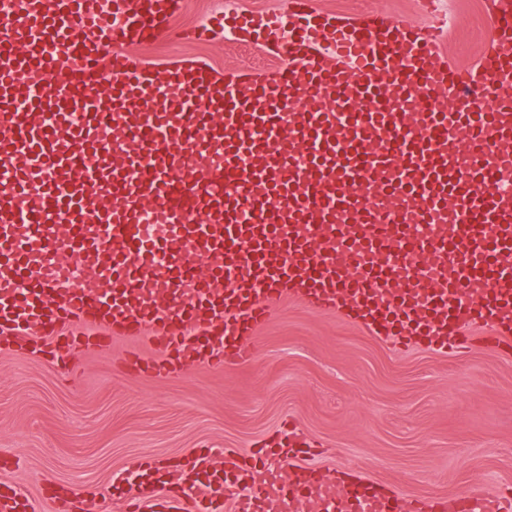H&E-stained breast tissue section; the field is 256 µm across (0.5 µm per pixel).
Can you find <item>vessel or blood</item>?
<instances>
[{"label":"vessel or blood","mask_w":512,"mask_h":512,"mask_svg":"<svg viewBox=\"0 0 512 512\" xmlns=\"http://www.w3.org/2000/svg\"><path fill=\"white\" fill-rule=\"evenodd\" d=\"M181 0H0V337L69 359L120 336L146 378L251 364L272 306L297 294L379 339L442 355L512 341V0H491L493 37L469 73L441 54L447 19L415 27L287 0L272 12H218L215 28L279 58L219 72L185 58L156 73L125 49L160 38ZM498 85L489 111L461 115L449 94ZM161 112L127 111L157 86ZM434 107L391 109L403 91ZM26 97L27 112L15 111ZM86 116L72 125V112ZM306 167H297V152ZM161 231L140 236L144 210ZM306 437L207 448L190 480L134 465L130 512H512V494L474 486L410 499L354 471L302 468ZM47 491L78 512L84 488Z\"/></svg>","instance_id":"b4317fda"}]
</instances>
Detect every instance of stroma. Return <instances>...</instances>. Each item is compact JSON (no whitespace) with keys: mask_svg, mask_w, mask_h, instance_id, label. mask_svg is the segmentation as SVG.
<instances>
[{"mask_svg":"<svg viewBox=\"0 0 512 512\" xmlns=\"http://www.w3.org/2000/svg\"><path fill=\"white\" fill-rule=\"evenodd\" d=\"M324 11L384 12L431 24L422 0H315ZM284 0H185L170 35L131 53L162 65L199 57L215 69L270 64L258 49L216 34L175 39L212 14L269 12ZM447 52L470 68L492 36L488 0H440ZM257 355L230 372L197 369L152 382L119 371L114 357L86 353L62 377L50 356L0 351V482L15 485L36 512H53L43 476L88 488L87 512H119L113 479L139 458L178 464L198 448H241L294 424L315 443L312 469L358 468L422 500L473 485L512 487V350L474 343L442 355L395 350L336 315L284 301L256 339Z\"/></svg>","mask_w":512,"mask_h":512,"instance_id":"1","label":"stroma"}]
</instances>
